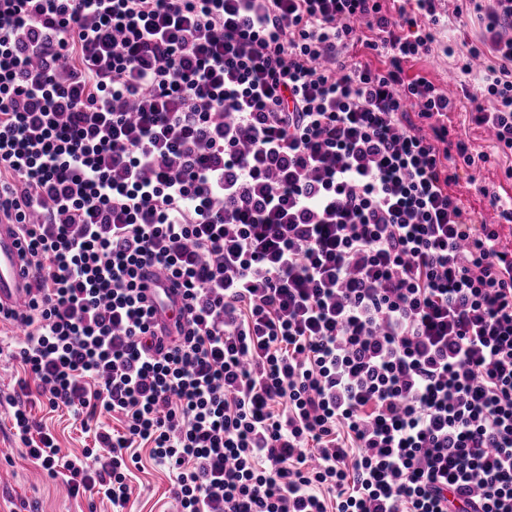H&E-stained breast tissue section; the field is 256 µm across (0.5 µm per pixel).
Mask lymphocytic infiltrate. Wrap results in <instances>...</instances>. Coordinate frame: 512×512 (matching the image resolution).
<instances>
[{"label":"lymphocytic infiltrate","instance_id":"f902f5d3","mask_svg":"<svg viewBox=\"0 0 512 512\" xmlns=\"http://www.w3.org/2000/svg\"><path fill=\"white\" fill-rule=\"evenodd\" d=\"M439 2L0 0L12 429L71 496L124 512L143 443L178 512H512V249L451 191L454 98L404 73ZM468 5L512 152V0ZM147 267L186 299L168 342ZM38 400L124 428L66 453ZM31 287L32 278L24 265L23 241L16 226L0 218V307H24Z\"/></svg>","mask_w":512,"mask_h":512}]
</instances>
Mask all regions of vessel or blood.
<instances>
[{
    "instance_id": "b4317fda",
    "label": "vessel or blood",
    "mask_w": 512,
    "mask_h": 512,
    "mask_svg": "<svg viewBox=\"0 0 512 512\" xmlns=\"http://www.w3.org/2000/svg\"><path fill=\"white\" fill-rule=\"evenodd\" d=\"M148 283L161 296L158 321L172 323L184 307L181 293L172 290L166 275L150 272ZM32 291V278L24 265V244L15 225L0 220V307H23Z\"/></svg>"
}]
</instances>
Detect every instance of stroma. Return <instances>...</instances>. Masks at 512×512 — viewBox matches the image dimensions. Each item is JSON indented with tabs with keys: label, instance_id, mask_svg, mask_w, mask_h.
<instances>
[{
	"label": "stroma",
	"instance_id": "35a3bbf8",
	"mask_svg": "<svg viewBox=\"0 0 512 512\" xmlns=\"http://www.w3.org/2000/svg\"><path fill=\"white\" fill-rule=\"evenodd\" d=\"M461 0H444L436 41L429 53L410 60L405 65L409 75L427 77L433 83L444 86L456 80L463 89L457 96L455 109L448 114V127L452 135L464 139L473 153L483 154L477 166H458L452 192L465 207L475 208L486 221L495 216L484 198V191L512 196V154L499 152L486 132L471 121L476 107H490L488 98L478 95L477 85L487 65L486 59L473 63L471 74H462L459 66L480 31L476 16H469L466 26H459L455 15ZM15 345L13 328L0 324V470L7 478L0 483V512H29L31 505H38L39 512H112L106 501H90L86 496L71 497L63 494L45 473L14 450L11 432V407L6 398L12 394L23 372L10 353ZM34 416L40 420L57 440L64 452L78 454L92 447L93 442L81 430L79 420L72 411L61 407L55 410L36 406ZM140 461L131 467L129 480L132 495L126 512H173L175 504L169 495L172 476L157 465L149 448L138 449Z\"/></svg>",
	"mask_w": 512,
	"mask_h": 512
}]
</instances>
